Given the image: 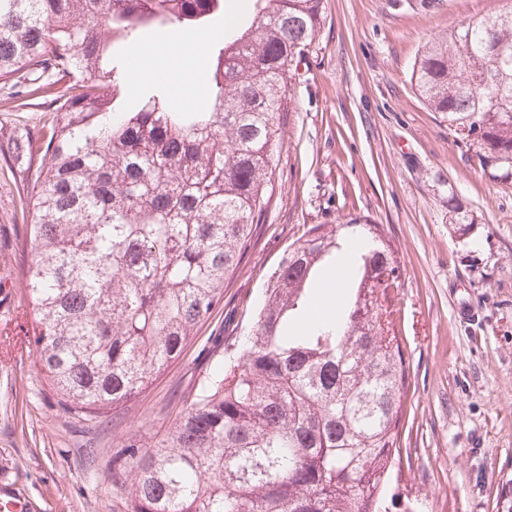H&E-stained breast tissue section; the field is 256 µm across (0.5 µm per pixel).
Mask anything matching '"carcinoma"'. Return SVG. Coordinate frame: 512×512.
Here are the masks:
<instances>
[{"instance_id":"obj_1","label":"carcinoma","mask_w":512,"mask_h":512,"mask_svg":"<svg viewBox=\"0 0 512 512\" xmlns=\"http://www.w3.org/2000/svg\"><path fill=\"white\" fill-rule=\"evenodd\" d=\"M224 0H0V83L52 111L21 200L34 253L26 336L61 402L103 414L177 362L224 298L258 228L280 148L288 74L321 0H275L213 48L212 102L179 105L159 80L117 112L132 69L114 45L152 24L199 30ZM412 79L489 178L512 184V9L448 29ZM466 233L474 217L453 202ZM350 276L336 319L297 328L323 268ZM395 251L365 217L288 244L247 336L160 439L112 468L127 512H380L409 363L395 332Z\"/></svg>"}]
</instances>
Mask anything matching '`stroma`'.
I'll return each mask as SVG.
<instances>
[{"label":"stroma","instance_id":"1","mask_svg":"<svg viewBox=\"0 0 512 512\" xmlns=\"http://www.w3.org/2000/svg\"><path fill=\"white\" fill-rule=\"evenodd\" d=\"M506 0H322L323 20L291 68L283 145L257 235L224 299L181 359L106 413L65 407L21 341L34 306L31 251L16 242L19 194L30 189L23 131L48 115L0 85V485L33 512H127L112 486L124 440L162 435L223 351L247 332L263 276L291 241L318 224L366 216L395 250V308L410 365L400 423L405 456L385 489L387 512H512V185L482 173L448 118L411 79L425 45L450 26L498 11ZM272 0H224L202 47L210 55L227 21ZM177 25H152L122 46L168 65L188 105L211 94L206 69L170 56L187 42ZM456 189L475 222L459 233L448 213ZM473 316L460 320V308Z\"/></svg>","mask_w":512,"mask_h":512}]
</instances>
